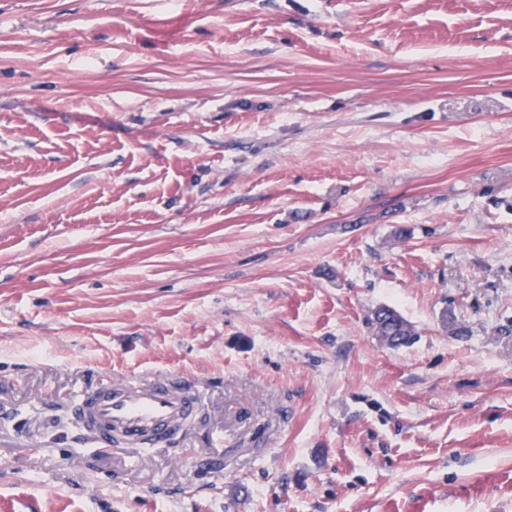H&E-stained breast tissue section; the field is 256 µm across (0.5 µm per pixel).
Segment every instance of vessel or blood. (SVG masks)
<instances>
[{"mask_svg": "<svg viewBox=\"0 0 512 512\" xmlns=\"http://www.w3.org/2000/svg\"><path fill=\"white\" fill-rule=\"evenodd\" d=\"M76 406L84 429L108 444L116 432L133 441L162 440L175 424L196 414L200 402L191 389L169 380L124 379L80 396Z\"/></svg>", "mask_w": 512, "mask_h": 512, "instance_id": "b4317fda", "label": "vessel or blood"}]
</instances>
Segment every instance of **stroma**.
Listing matches in <instances>:
<instances>
[{
	"mask_svg": "<svg viewBox=\"0 0 512 512\" xmlns=\"http://www.w3.org/2000/svg\"><path fill=\"white\" fill-rule=\"evenodd\" d=\"M0 512H512V0H0ZM372 324L377 336H381L391 347L406 346L414 336L413 326L389 307L378 308L374 313ZM76 407L83 427L96 439L112 445V434L132 441L166 438L173 426L199 411L200 402L186 386L173 381L142 383L133 379L109 382L80 396Z\"/></svg>",
	"mask_w": 512,
	"mask_h": 512,
	"instance_id": "stroma-1",
	"label": "stroma"
}]
</instances>
